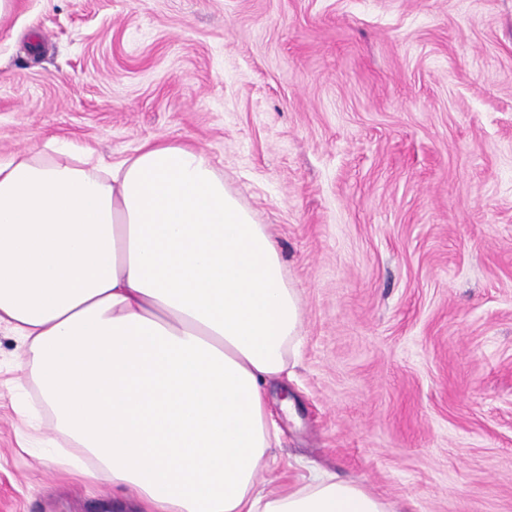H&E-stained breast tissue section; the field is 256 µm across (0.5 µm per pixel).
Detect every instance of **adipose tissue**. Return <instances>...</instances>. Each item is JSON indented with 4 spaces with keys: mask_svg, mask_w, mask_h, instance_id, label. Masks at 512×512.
<instances>
[{
    "mask_svg": "<svg viewBox=\"0 0 512 512\" xmlns=\"http://www.w3.org/2000/svg\"><path fill=\"white\" fill-rule=\"evenodd\" d=\"M2 322L59 429L97 460L68 458L73 474L131 490L140 512H388L327 473L260 488L299 298L201 150L0 161Z\"/></svg>",
    "mask_w": 512,
    "mask_h": 512,
    "instance_id": "adipose-tissue-1",
    "label": "adipose tissue"
}]
</instances>
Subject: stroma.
I'll use <instances>...</instances> for the list:
<instances>
[{
  "label": "stroma",
  "instance_id": "35a3bbf8",
  "mask_svg": "<svg viewBox=\"0 0 512 512\" xmlns=\"http://www.w3.org/2000/svg\"><path fill=\"white\" fill-rule=\"evenodd\" d=\"M208 153L301 307L263 487L512 512V0H14L0 160ZM0 326V512H134Z\"/></svg>",
  "mask_w": 512,
  "mask_h": 512
}]
</instances>
